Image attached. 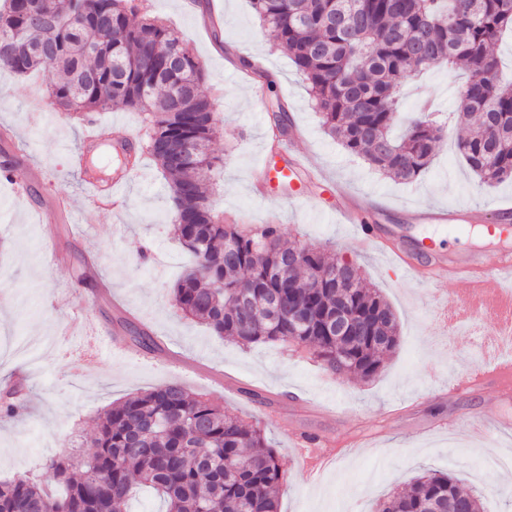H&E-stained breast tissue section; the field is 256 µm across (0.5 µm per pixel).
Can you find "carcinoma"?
I'll return each instance as SVG.
<instances>
[{
  "label": "carcinoma",
  "instance_id": "cac0c4a2",
  "mask_svg": "<svg viewBox=\"0 0 512 512\" xmlns=\"http://www.w3.org/2000/svg\"><path fill=\"white\" fill-rule=\"evenodd\" d=\"M303 76L326 133L401 183L428 168L445 127L428 109L400 120L404 72L462 67L457 116L472 125L457 148L479 184L512 180V81L493 51L512 34V0H252ZM139 13V0H0V68H53L48 89L62 114L84 121L119 107L143 115L141 150L169 181L174 234L193 261L171 301L184 317L243 346L280 342L312 352L335 374L375 378L399 344L396 316L356 264L323 247L290 243L278 224L230 222L213 191L223 163L209 144L219 120L204 68L182 36ZM288 133V105L271 102ZM186 152L173 154L172 141ZM347 284L339 288L338 282ZM307 316L299 333L288 312ZM341 312L353 326L338 336ZM94 451L52 458L42 474L0 482V512H127L134 490L155 492L166 512H278L284 479L263 430L178 385L136 393L101 415ZM483 512L451 473L425 470L374 512Z\"/></svg>",
  "mask_w": 512,
  "mask_h": 512
}]
</instances>
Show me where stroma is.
<instances>
[{"instance_id":"stroma-1","label":"stroma","mask_w":512,"mask_h":512,"mask_svg":"<svg viewBox=\"0 0 512 512\" xmlns=\"http://www.w3.org/2000/svg\"><path fill=\"white\" fill-rule=\"evenodd\" d=\"M199 2L203 12L220 10L217 28L202 26L181 0H142L141 8L178 30L203 64V87L222 117L211 144L224 161L216 204L228 218L278 223L285 239L334 249L359 265L396 314L399 346L365 382L324 372L307 351L279 343L245 348L182 317L168 287L189 256L171 233L175 213L155 161L139 158L122 211L90 206L70 162L85 126L57 112L47 96L56 71L20 77L0 69V130L9 132L0 137V160L20 161L32 186L31 193H20L0 177V390L17 373L25 375L23 415L0 423V481L38 472L53 456L82 457L96 416L133 393L176 383L264 430L285 472L280 512H373L428 468L457 476L481 495L485 512H512V473L499 475L477 454L488 446L512 456V431L483 438L469 429L482 414L512 417V399L501 398L490 382L459 384L486 368L476 343L488 320L449 332L456 282L410 281L334 215L348 200L366 203L367 219L386 225L400 249L424 236L457 257L512 244V227L497 236L486 230L499 221L493 204L512 205V183L476 192L456 147L466 130L449 118L454 83L443 70L423 75L447 134L428 170L413 183H398L325 133L302 76L261 27L250 0ZM241 56L255 59L272 80L274 97L288 104L297 134L288 138L287 152L279 151L271 130L272 97L255 99L257 78L237 65ZM36 111L41 121H33ZM95 118L106 139L91 154L109 174L112 142L141 139L144 130L139 113L125 109ZM291 155L315 168L319 179L300 172L273 183L266 195L255 194V170L266 161L282 167ZM63 197L75 202L77 223L63 221ZM475 206L488 209L487 224L458 229L409 220L417 209L462 215ZM144 245L158 261L139 260ZM89 324L111 330L120 346L104 352L95 369L77 374L72 363L83 357V347L60 356L56 336L62 327L78 334ZM135 326L146 328L158 348L136 343Z\"/></svg>"}]
</instances>
